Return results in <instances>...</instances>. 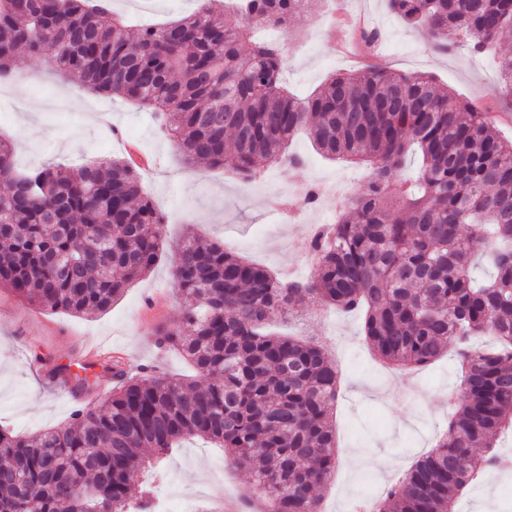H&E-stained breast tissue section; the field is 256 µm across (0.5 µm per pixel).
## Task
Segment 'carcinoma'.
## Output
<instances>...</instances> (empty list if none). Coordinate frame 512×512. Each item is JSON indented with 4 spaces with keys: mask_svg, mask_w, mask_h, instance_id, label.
Wrapping results in <instances>:
<instances>
[{
    "mask_svg": "<svg viewBox=\"0 0 512 512\" xmlns=\"http://www.w3.org/2000/svg\"><path fill=\"white\" fill-rule=\"evenodd\" d=\"M188 17L134 28L112 0H0V78L10 51L153 114L188 164L262 176L301 129L325 157L368 168L365 192L341 204L305 252L319 274L284 283L218 242L178 247L174 287L182 325L157 343L195 367L176 379L153 369L76 409L69 426L35 434L0 429V512H155L157 491L132 499L145 452L160 458L188 437L211 440L253 470L265 512H323L336 469L332 423L339 371L324 349L268 332L270 321L316 301L363 313L362 333L386 366L414 373L453 348L461 400L448 428L366 512H454L498 463L512 430V141L476 101L432 75L369 68L334 74L312 95L283 85V44L253 36L288 30L325 0H197ZM451 55L498 54L494 96L512 106V55L499 38L512 0H386ZM0 137V288L73 314L103 312L156 265L164 217L141 195L125 159L18 171ZM419 157L414 179L399 172ZM494 274L472 276L477 257ZM498 345L481 349L479 336Z\"/></svg>",
    "mask_w": 512,
    "mask_h": 512,
    "instance_id": "1",
    "label": "carcinoma"
}]
</instances>
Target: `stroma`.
<instances>
[{"label":"stroma","mask_w":512,"mask_h":512,"mask_svg":"<svg viewBox=\"0 0 512 512\" xmlns=\"http://www.w3.org/2000/svg\"><path fill=\"white\" fill-rule=\"evenodd\" d=\"M196 7L186 0L178 9L168 0H112L113 11L132 25H154L182 18ZM364 18L378 27V50L364 54L356 45L340 48V21ZM285 44L288 89L310 95L330 76L366 66L397 72H425L462 97L480 101L501 137L512 140V108L492 94L498 59L436 53L425 31L405 26L384 0H324L319 12L293 17ZM13 75L0 81V135L15 143V163L25 170L53 162L77 167L127 156L135 146L149 161L141 170L146 196L165 219L164 252L147 276L133 281L111 308L87 315L42 308L0 288V428L21 434L64 428L73 410L68 396L46 378L45 369L64 362L86 340L105 341L120 352L129 375L158 365L173 374L192 369L181 357L155 345L157 325H178L181 306L172 286L176 251L186 236L224 243L242 258L274 273L295 269L313 280L316 265L302 255L310 230L332 221L327 207L301 208L295 190L305 184L354 197L363 190L366 170L329 160L306 133L287 148L301 158L265 167L255 181L206 165L186 164L158 129L150 112L100 94L61 77L22 50L11 52ZM284 334L315 338L340 371L333 414L338 465L324 498L326 512H352L356 500L380 491L391 468L408 469L431 450L448 424V400L462 393L455 353L441 356L424 372L408 376L383 366L365 344L362 318L310 304L302 320L278 323ZM144 485L159 486L169 506L186 495H200L220 512L243 507L252 486L249 472L225 457L222 449L189 438L157 466L140 475ZM498 477L472 488L458 512H512V480L507 492Z\"/></svg>","instance_id":"stroma-1"}]
</instances>
